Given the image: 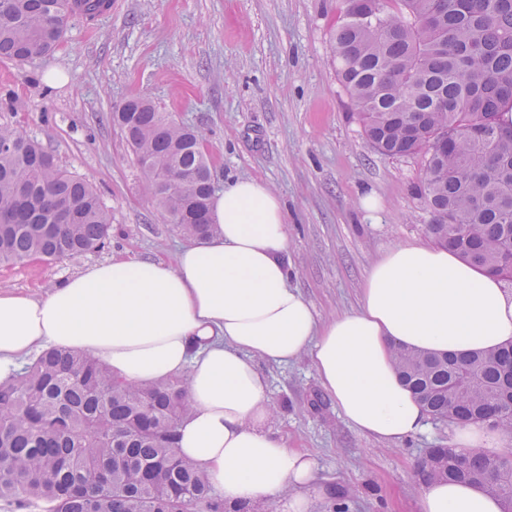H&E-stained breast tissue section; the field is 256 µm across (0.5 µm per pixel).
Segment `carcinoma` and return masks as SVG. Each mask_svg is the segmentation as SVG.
<instances>
[{"instance_id":"1","label":"carcinoma","mask_w":512,"mask_h":512,"mask_svg":"<svg viewBox=\"0 0 512 512\" xmlns=\"http://www.w3.org/2000/svg\"><path fill=\"white\" fill-rule=\"evenodd\" d=\"M105 0H0V60L52 53L74 15ZM331 41L341 83L369 145L426 157L418 192L433 243L512 281V139L476 141L475 127L512 128V0H373L363 15L342 0ZM157 205L187 238L210 232L211 170L201 135L144 97L113 113ZM454 136L443 152L438 138ZM187 176L176 187L157 169ZM70 224H50L56 207ZM0 263L56 260L105 247L110 210L89 183L24 133L0 126ZM402 383L431 418L489 423L512 434V346L466 358L394 350ZM190 411L181 377L135 386L95 359L44 352L0 385V500L36 512H224L206 474L177 446ZM453 449L421 470L428 480L476 484L512 512V476L485 477L508 455Z\"/></svg>"}]
</instances>
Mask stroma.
<instances>
[{
    "instance_id": "1",
    "label": "stroma",
    "mask_w": 512,
    "mask_h": 512,
    "mask_svg": "<svg viewBox=\"0 0 512 512\" xmlns=\"http://www.w3.org/2000/svg\"><path fill=\"white\" fill-rule=\"evenodd\" d=\"M341 0H112L111 13L72 18L57 49L0 60V125L41 142L96 188L112 212L97 252L0 267V290L45 295L114 258L172 256L185 241L158 209L113 112L144 96L199 130L215 191L253 177L282 200L289 283L319 320L356 310L371 263L397 243L426 241L431 220L416 187L418 156L388 157L366 142L336 72L330 34ZM66 73L50 87L45 75ZM379 200L377 211L362 206ZM273 433L318 461L311 512H415L425 449L452 428L427 420L394 445L356 431L322 389L308 357L267 365ZM332 489L323 498L320 487Z\"/></svg>"
}]
</instances>
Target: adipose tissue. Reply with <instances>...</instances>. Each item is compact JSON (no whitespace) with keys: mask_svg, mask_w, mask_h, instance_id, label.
<instances>
[{"mask_svg":"<svg viewBox=\"0 0 512 512\" xmlns=\"http://www.w3.org/2000/svg\"><path fill=\"white\" fill-rule=\"evenodd\" d=\"M210 233L173 258L93 265L46 295L0 290V382L49 347L92 356L127 384L186 377L191 412L180 453L203 470L226 512L287 499L310 512L317 462L267 428L261 363L308 356L321 386L358 432L397 444L427 413L397 375L392 350L453 353L512 344V294L454 251L399 243L375 260L355 311L322 322L289 284L288 222L266 184L239 178L211 200ZM450 448L502 455L512 435L453 426ZM457 482H425L417 512H502Z\"/></svg>","mask_w":512,"mask_h":512,"instance_id":"ef3b65f1","label":"adipose tissue"}]
</instances>
